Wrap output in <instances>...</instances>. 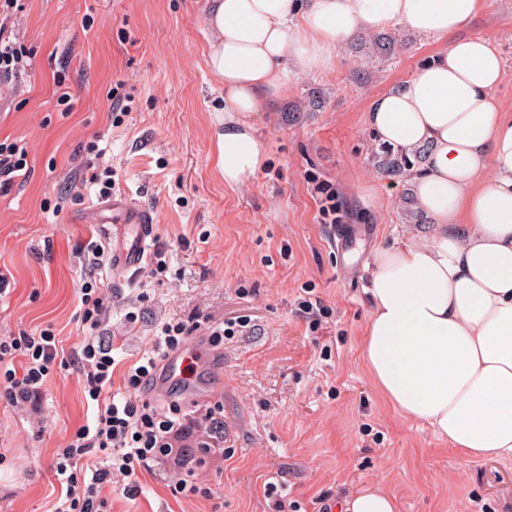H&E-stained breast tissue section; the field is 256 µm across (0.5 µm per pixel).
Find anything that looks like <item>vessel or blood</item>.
Listing matches in <instances>:
<instances>
[{
  "instance_id": "b4317fda",
  "label": "vessel or blood",
  "mask_w": 512,
  "mask_h": 512,
  "mask_svg": "<svg viewBox=\"0 0 512 512\" xmlns=\"http://www.w3.org/2000/svg\"><path fill=\"white\" fill-rule=\"evenodd\" d=\"M112 268L118 272L138 270L147 257L158 222L155 213L132 206L126 196L112 199Z\"/></svg>"
}]
</instances>
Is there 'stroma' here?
I'll return each instance as SVG.
<instances>
[{
    "label": "stroma",
    "mask_w": 512,
    "mask_h": 512,
    "mask_svg": "<svg viewBox=\"0 0 512 512\" xmlns=\"http://www.w3.org/2000/svg\"><path fill=\"white\" fill-rule=\"evenodd\" d=\"M207 0H24L9 26L32 64L0 92V140L27 146L26 176L0 195V267L11 272L0 297V338L53 326L65 355L84 332L79 288L87 258L77 242L111 248L112 205L78 183L89 144L106 151L115 190L156 211L155 238L168 269L97 278L112 308L106 328L119 367L111 395L133 397L123 369L151 349L162 322L180 321L216 355L224 424L232 431L224 469L207 473L208 497L175 499L164 469L138 478L135 495L103 491L111 512H271L274 482L300 512L337 504L378 485L398 512H512V459L468 461L430 428L379 396L361 358L369 315L365 294L378 250L426 232L408 222L400 199L407 178L384 176L366 124L371 100L427 63L440 42L402 27L389 59L350 42L332 70L290 73L288 94L249 124L266 160L246 184L228 186L215 166L223 94L206 65ZM490 31L503 59L496 97L512 106V0H487L463 34ZM69 60V107L54 83L57 55ZM131 98L112 111L107 93ZM316 112H293L312 89ZM329 185L350 240L337 249L317 184ZM314 301L312 311L302 300ZM138 319L130 323L127 312ZM247 326L208 342L210 326ZM97 408L73 364H53L39 413L0 401V512H50L60 491L54 470L72 434Z\"/></svg>",
    "instance_id": "35a3bbf8"
}]
</instances>
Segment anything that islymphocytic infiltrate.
<instances>
[{
  "instance_id": "lymphocytic-infiltrate-1",
  "label": "lymphocytic infiltrate",
  "mask_w": 512,
  "mask_h": 512,
  "mask_svg": "<svg viewBox=\"0 0 512 512\" xmlns=\"http://www.w3.org/2000/svg\"><path fill=\"white\" fill-rule=\"evenodd\" d=\"M21 0H0V85L9 84L25 71L30 56L18 37L11 34L7 19L19 11ZM89 254L90 268L81 287L85 331L76 362L84 376L83 390L96 401L93 425L81 426L59 453L54 468L65 489L52 512H107L106 486L122 483L134 493L139 474L168 464L172 478L169 491L176 498L206 495L201 484L203 469L224 459V406L213 402L186 411L182 402L154 406L150 400L107 397L112 386L115 360L112 343L102 334L110 306L96 280L104 250L94 242L78 244ZM59 356V341L52 328L0 339V400L13 408L38 411L50 368ZM104 456L105 466L85 473L84 465Z\"/></svg>"
}]
</instances>
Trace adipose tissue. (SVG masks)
<instances>
[{"mask_svg":"<svg viewBox=\"0 0 512 512\" xmlns=\"http://www.w3.org/2000/svg\"><path fill=\"white\" fill-rule=\"evenodd\" d=\"M487 0H209L210 74L224 88L216 166L229 186L264 165L246 122L288 92V73L330 69L361 35L394 26L441 42L373 98L377 141L427 154L409 179L429 233L381 250L362 357L381 398L464 459H512V111L491 34L461 36Z\"/></svg>","mask_w":512,"mask_h":512,"instance_id":"ef3b65f1","label":"adipose tissue"}]
</instances>
